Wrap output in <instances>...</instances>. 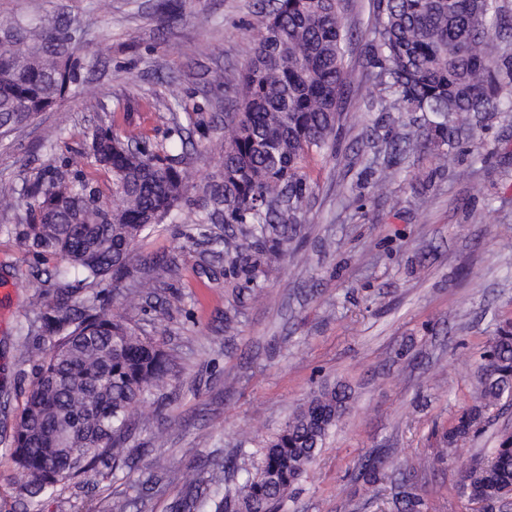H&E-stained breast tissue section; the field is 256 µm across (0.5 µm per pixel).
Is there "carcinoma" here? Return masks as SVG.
<instances>
[{
  "instance_id": "obj_1",
  "label": "carcinoma",
  "mask_w": 512,
  "mask_h": 512,
  "mask_svg": "<svg viewBox=\"0 0 512 512\" xmlns=\"http://www.w3.org/2000/svg\"><path fill=\"white\" fill-rule=\"evenodd\" d=\"M511 25L502 0H377L372 32L381 104L390 112L425 114L433 143L448 146L461 132L512 112V39L502 35ZM351 37L341 0H274L232 104L222 173L201 205L188 195L186 152L173 154L114 120L100 121L79 151L86 166L48 164L19 196H0L1 211H22L19 239L27 250L62 263L51 274L58 280L55 301L28 327L34 340L52 347L41 353L9 448L31 512H40L42 497L61 483L98 464L127 463L139 422L134 410L170 372L160 346L98 305L92 288L129 276L143 233L173 216L191 225L189 239L207 236L205 223L220 216L226 224L249 225L253 238L277 242L302 223L311 191L306 169L330 147ZM72 40L57 18L43 16L20 40L0 41L1 139L52 109L77 83ZM98 172L110 177L108 195ZM213 243L233 262L245 260L235 239ZM475 381L474 404L441 435L452 452L477 432L487 410L512 396L511 319L497 328ZM349 399L342 385L309 397L266 442L234 492L213 500V512H282ZM185 480L174 508L198 512L202 480L195 473ZM459 493L490 508L512 498L511 434L500 437L488 458L465 466Z\"/></svg>"
}]
</instances>
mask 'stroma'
Listing matches in <instances>:
<instances>
[{
    "mask_svg": "<svg viewBox=\"0 0 512 512\" xmlns=\"http://www.w3.org/2000/svg\"><path fill=\"white\" fill-rule=\"evenodd\" d=\"M160 0H0L4 23L45 14L65 20L79 40V83L95 95L69 94L0 144V195L20 190L45 164L73 155L85 132L114 116L123 128L163 141L173 125L189 135V193L203 200L220 173L224 114L239 89L268 0H181L183 16L162 23ZM376 0H344L355 36L353 72L328 153L309 172L304 224L282 245L246 236L239 224H212L213 236L243 243L233 263L205 238L188 239L166 221L140 239L122 287L144 283L126 306L101 286L99 300L168 355V384L141 405L146 423L131 439L128 465H98L44 497L41 512H170L182 497L180 472L201 473L204 512L260 459L310 394L333 384L352 399L332 429L310 478L288 494L286 512H396L403 491L422 512H483L461 497L462 467L486 458L512 432V407L490 409L456 461L441 458L440 431L474 399V374L496 328L512 318V112L497 114L448 149L399 153L392 141L415 136L414 112H387L373 88L378 70L372 23ZM182 90L169 104L166 87ZM65 137L48 148L49 129ZM385 195L373 192L382 170ZM20 226L0 212V512H27L8 447L36 362L23 358L28 323L53 299L35 275L54 260L28 253ZM174 273L150 284L148 266ZM385 458L376 486L357 480L361 465ZM406 463L402 478L397 463Z\"/></svg>",
    "mask_w": 512,
    "mask_h": 512,
    "instance_id": "1",
    "label": "stroma"
}]
</instances>
